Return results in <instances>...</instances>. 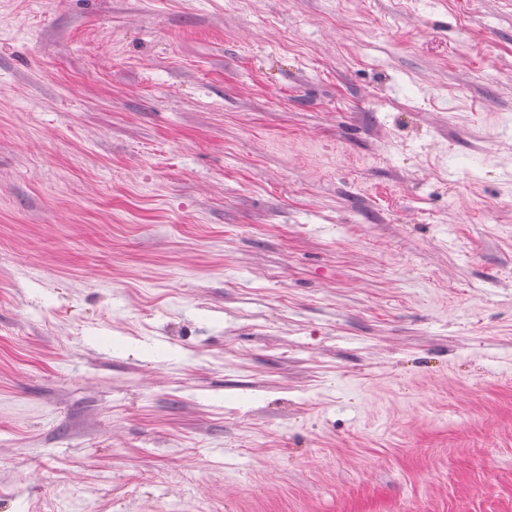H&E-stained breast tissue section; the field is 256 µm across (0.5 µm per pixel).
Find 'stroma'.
Instances as JSON below:
<instances>
[{
	"instance_id": "35a3bbf8",
	"label": "stroma",
	"mask_w": 512,
	"mask_h": 512,
	"mask_svg": "<svg viewBox=\"0 0 512 512\" xmlns=\"http://www.w3.org/2000/svg\"><path fill=\"white\" fill-rule=\"evenodd\" d=\"M0 512H512V0H0Z\"/></svg>"
}]
</instances>
